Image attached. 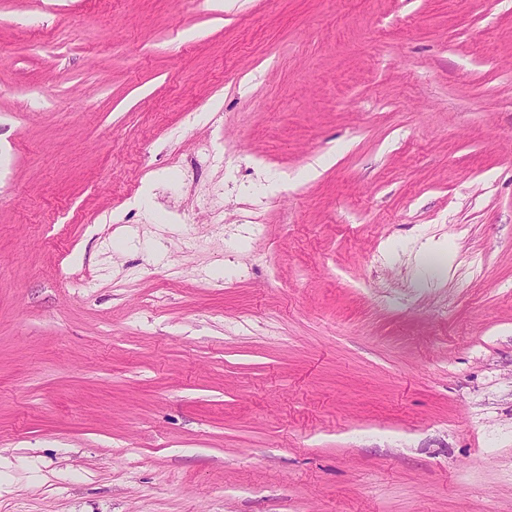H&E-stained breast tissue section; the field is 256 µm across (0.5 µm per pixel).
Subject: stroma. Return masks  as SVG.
I'll list each match as a JSON object with an SVG mask.
<instances>
[{"mask_svg":"<svg viewBox=\"0 0 512 512\" xmlns=\"http://www.w3.org/2000/svg\"><path fill=\"white\" fill-rule=\"evenodd\" d=\"M0 512H512V0H0Z\"/></svg>","mask_w":512,"mask_h":512,"instance_id":"stroma-1","label":"stroma"}]
</instances>
